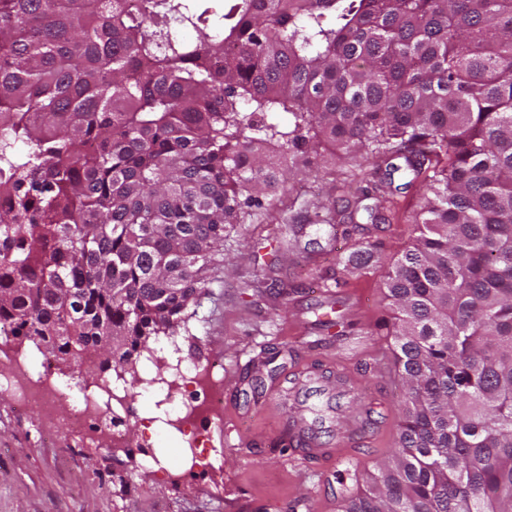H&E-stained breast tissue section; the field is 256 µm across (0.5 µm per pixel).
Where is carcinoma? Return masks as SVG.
Instances as JSON below:
<instances>
[{
  "mask_svg": "<svg viewBox=\"0 0 512 512\" xmlns=\"http://www.w3.org/2000/svg\"><path fill=\"white\" fill-rule=\"evenodd\" d=\"M205 2L0 0L3 336L149 384L230 230L329 145L372 169L313 225L418 198L397 450L340 512H512V0H225L219 32Z\"/></svg>",
  "mask_w": 512,
  "mask_h": 512,
  "instance_id": "carcinoma-1",
  "label": "carcinoma"
}]
</instances>
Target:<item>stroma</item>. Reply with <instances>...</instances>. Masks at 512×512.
I'll use <instances>...</instances> for the list:
<instances>
[{
    "mask_svg": "<svg viewBox=\"0 0 512 512\" xmlns=\"http://www.w3.org/2000/svg\"><path fill=\"white\" fill-rule=\"evenodd\" d=\"M353 165L330 149L298 160L286 190L231 232L186 332L150 338L142 358L178 346L185 364L213 367L224 407L199 423L216 451L188 474L185 438L166 423L157 394L133 393L139 436L151 419V458L105 452L72 434L48 441V421L21 418L0 397V512H337L338 476L395 447L402 395L384 327L391 312L384 271L408 246L406 218L362 231L317 229L307 219L339 199ZM375 244L370 267L348 259L358 239ZM313 424L328 453L304 457L288 436Z\"/></svg>",
    "mask_w": 512,
    "mask_h": 512,
    "instance_id": "1",
    "label": "stroma"
}]
</instances>
